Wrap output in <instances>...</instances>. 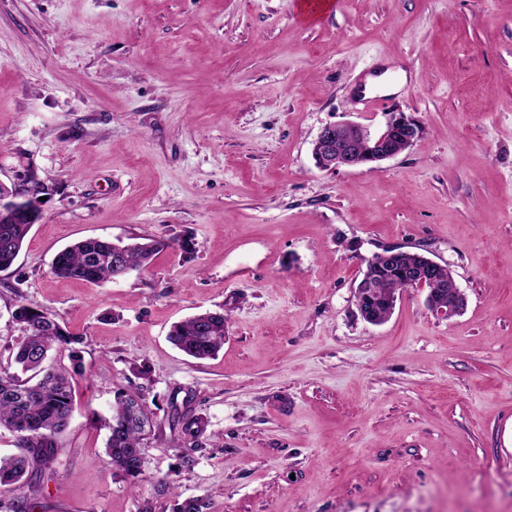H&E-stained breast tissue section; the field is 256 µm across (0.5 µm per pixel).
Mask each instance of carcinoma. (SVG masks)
<instances>
[{"label": "carcinoma", "mask_w": 512, "mask_h": 512, "mask_svg": "<svg viewBox=\"0 0 512 512\" xmlns=\"http://www.w3.org/2000/svg\"><path fill=\"white\" fill-rule=\"evenodd\" d=\"M29 224L0 223V270L10 268L29 234ZM170 246L163 239L145 238L123 244L108 239L77 241L55 256L52 272L62 278L81 280L100 286L113 283L147 267L152 257ZM427 263V256L410 251L391 262L378 253L365 261L361 282L356 287L358 311L373 313L380 323L389 318L393 298L413 288L411 270ZM11 322L23 333L16 346L15 363L24 373H0V429L11 432L21 453L0 457V495H14L13 508L27 505L25 490H33V480L49 468L58 455L57 436L70 425L75 412L70 371L82 368L83 337L63 329L54 314L18 304L11 312ZM226 317L221 312L193 315L174 324L170 341L186 355L207 359L224 346ZM57 346L69 351L72 370L43 367L48 352ZM152 426L151 413L141 396L117 391L112 418L107 422L109 436L105 454L112 468L125 478L138 481L145 476V441ZM203 433L198 418L181 420L180 443L198 444Z\"/></svg>", "instance_id": "carcinoma-1"}]
</instances>
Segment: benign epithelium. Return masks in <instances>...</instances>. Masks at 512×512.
<instances>
[{
    "label": "benign epithelium",
    "instance_id": "obj_1",
    "mask_svg": "<svg viewBox=\"0 0 512 512\" xmlns=\"http://www.w3.org/2000/svg\"><path fill=\"white\" fill-rule=\"evenodd\" d=\"M340 128L339 124L322 127L312 143V157L315 165L322 170L360 167L373 161L381 163L399 154L396 144L411 145L420 133L414 118L403 112H393L381 128V134L372 143L370 152L363 157L355 145L338 142ZM37 193L36 187L22 190L14 184L8 186L0 181V212L7 208L14 209L17 217H23L28 214L25 203L37 205ZM414 278L415 288L427 291L426 305L434 315L449 320L461 312L463 294L453 278H448L447 292L427 288L431 281L428 269L415 271Z\"/></svg>",
    "mask_w": 512,
    "mask_h": 512
}]
</instances>
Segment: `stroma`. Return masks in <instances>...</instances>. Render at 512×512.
Listing matches in <instances>:
<instances>
[{
	"label": "stroma",
	"instance_id": "obj_1",
	"mask_svg": "<svg viewBox=\"0 0 512 512\" xmlns=\"http://www.w3.org/2000/svg\"><path fill=\"white\" fill-rule=\"evenodd\" d=\"M396 110L410 148L315 166L323 126ZM0 181L47 196L0 271V370L17 304L84 339L33 512H512V0H337L314 23L297 0H0ZM95 237L171 246L104 286L52 273ZM392 246L449 266L463 312L411 291L364 321L365 261ZM218 310L216 357L170 342ZM120 387L156 414L134 486L105 455ZM185 417L205 432L181 469Z\"/></svg>",
	"mask_w": 512,
	"mask_h": 512
}]
</instances>
